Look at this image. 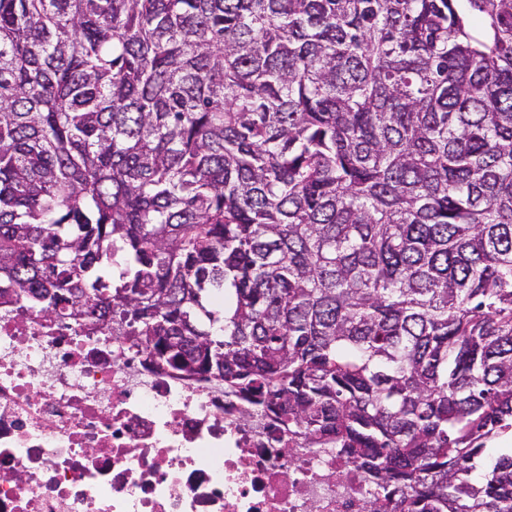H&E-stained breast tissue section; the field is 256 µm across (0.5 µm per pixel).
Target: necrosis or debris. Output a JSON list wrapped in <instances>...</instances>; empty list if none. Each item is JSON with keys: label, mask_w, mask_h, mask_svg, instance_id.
<instances>
[{"label": "necrosis or debris", "mask_w": 512, "mask_h": 512, "mask_svg": "<svg viewBox=\"0 0 512 512\" xmlns=\"http://www.w3.org/2000/svg\"><path fill=\"white\" fill-rule=\"evenodd\" d=\"M241 406L122 337L0 306V512H369L350 461L284 454Z\"/></svg>", "instance_id": "4bbe7bcc"}]
</instances>
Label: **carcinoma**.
Listing matches in <instances>:
<instances>
[{
	"mask_svg": "<svg viewBox=\"0 0 512 512\" xmlns=\"http://www.w3.org/2000/svg\"><path fill=\"white\" fill-rule=\"evenodd\" d=\"M0 280L512 512V0H0Z\"/></svg>",
	"mask_w": 512,
	"mask_h": 512,
	"instance_id": "1",
	"label": "carcinoma"
}]
</instances>
